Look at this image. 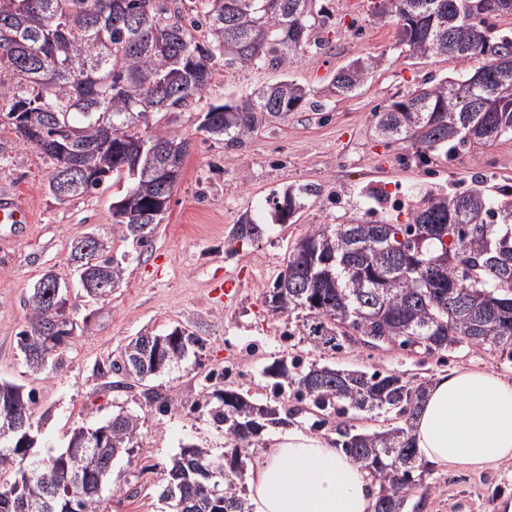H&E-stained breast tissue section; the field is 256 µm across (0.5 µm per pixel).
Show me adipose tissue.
Wrapping results in <instances>:
<instances>
[{"label": "adipose tissue", "instance_id": "adipose-tissue-1", "mask_svg": "<svg viewBox=\"0 0 512 512\" xmlns=\"http://www.w3.org/2000/svg\"><path fill=\"white\" fill-rule=\"evenodd\" d=\"M423 463L480 470L512 460V381L455 369L428 389L414 421ZM250 512H371L376 488L331 440L277 428L248 478Z\"/></svg>", "mask_w": 512, "mask_h": 512}]
</instances>
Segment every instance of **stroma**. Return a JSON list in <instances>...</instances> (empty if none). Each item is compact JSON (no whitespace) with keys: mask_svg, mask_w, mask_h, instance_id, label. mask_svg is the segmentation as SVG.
Instances as JSON below:
<instances>
[{"mask_svg":"<svg viewBox=\"0 0 512 512\" xmlns=\"http://www.w3.org/2000/svg\"><path fill=\"white\" fill-rule=\"evenodd\" d=\"M321 3L331 15L330 24L317 32L322 48L299 54L285 71L216 63L202 101L173 117L150 116V128L163 124L190 140L180 180L150 246L113 238L112 253L123 261V287L103 302L74 289L76 331L47 374L32 372L17 346L18 334L30 327L23 301L47 271L72 278L73 242L110 231L111 206L123 189L107 181L96 194L54 199L46 191L50 162L0 124V192L19 198L32 214L24 234L0 225V380L21 385L34 397L38 441L31 454L37 459L64 450L77 427L99 426L121 411L139 416L134 451L115 461L103 488V512H172L160 494L182 448H205L215 457L224 453V430L200 405L204 389L230 387L264 399V371L280 360L393 370L413 381L458 368H490L512 380V357L498 349L457 348L439 358L351 344L335 351L305 337L295 317L273 313L265 304L290 249L311 227L404 224L425 194H447L477 178L493 187L512 186V137L474 144L419 167L409 161L414 152L409 143L388 145L375 132L378 112L397 97L431 80L462 78L472 62L409 56L397 44L394 25L372 22V0ZM358 56L378 57L381 64L352 93L331 94L336 72ZM286 76L308 87L322 110L302 107L236 145L201 131L208 105ZM306 183L320 185V196L280 219L268 198ZM247 216L259 223L260 235L231 239L232 226ZM229 279L237 283L230 293ZM177 327L199 336L202 349L144 384L113 388L112 366L130 340ZM147 386L165 397L167 412L147 405L142 395ZM426 480L433 487L427 512H504V504L512 502V462L480 472L432 469Z\"/></svg>","mask_w":512,"mask_h":512,"instance_id":"1","label":"stroma"}]
</instances>
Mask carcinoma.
I'll return each instance as SVG.
<instances>
[{
	"instance_id": "carcinoma-1",
	"label": "carcinoma",
	"mask_w": 512,
	"mask_h": 512,
	"mask_svg": "<svg viewBox=\"0 0 512 512\" xmlns=\"http://www.w3.org/2000/svg\"><path fill=\"white\" fill-rule=\"evenodd\" d=\"M318 0H0V122L53 164L48 192L71 165L89 171L70 197H83L107 180L129 182L112 204V233L146 246L150 225L163 217L181 176L190 142L168 131L132 129L150 115H171L197 102L214 75L219 58L241 67L260 63L288 68L300 51L321 41L312 38L330 19ZM499 0H375L372 21L395 24L398 45L410 55L448 54L475 63L472 76L428 82L379 113L377 134L417 147L416 163L427 166L471 144L512 136V78L499 80L495 63L512 60V36L496 30L493 19L507 14ZM201 35H196V32ZM373 56L350 60L336 74L331 92L347 94L378 68ZM310 90L289 78L254 90L229 103L211 105L200 130L239 144L260 126L288 117L307 103ZM108 112L112 124L97 123ZM485 132V137L478 134ZM146 144L139 162L128 153ZM179 146L165 181L162 159L149 154L153 143ZM313 184L272 193L276 212L293 216L303 201L320 193ZM443 224L453 244L424 240L419 225ZM260 234L253 219L238 222L233 237ZM331 260L311 264L308 245ZM468 256L460 266L456 255ZM97 265L121 287L122 261L106 253ZM293 280L277 276L267 300L280 299L272 312L295 316L307 336L336 348L367 327L385 329L391 343L415 352L409 337L426 342L429 356L458 346L512 349V202L499 200L484 180L448 195H430L412 211L407 224L362 222L311 227L288 257ZM30 329L19 333L18 347L29 368L45 373L55 367L66 333L45 334L50 314L31 292L24 300ZM162 344L153 362L146 348ZM202 348L183 330L142 335L124 349L122 364L142 381ZM267 375L273 400L257 403L233 388L212 396L216 422L224 425L227 450L216 462L206 450L190 446L167 473L162 499L175 512H245L244 461L257 448L262 432L287 426L305 401L322 415L317 427L334 419L335 445L344 449L378 485L373 512H425L431 485L419 473L411 430L429 381L407 380L397 372L336 369L293 359L272 366ZM33 398L22 387L0 383V427L12 410L32 415ZM352 412L394 414L397 424L359 432ZM140 418L120 412L96 428L73 431L68 446L48 465L21 466L29 449L22 432L0 436V512H101L103 486L114 460L131 455ZM79 479L72 481V476ZM419 492L411 502V491Z\"/></svg>"
}]
</instances>
